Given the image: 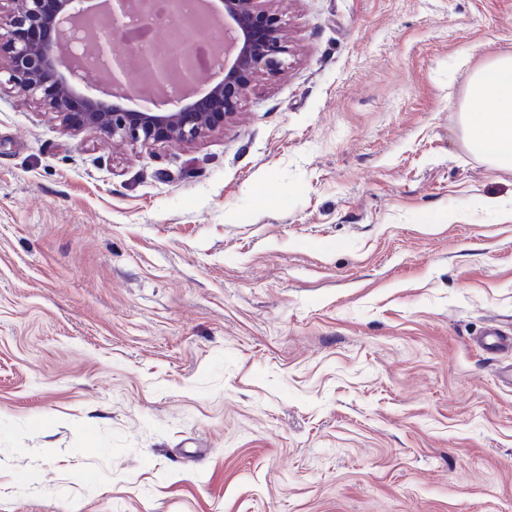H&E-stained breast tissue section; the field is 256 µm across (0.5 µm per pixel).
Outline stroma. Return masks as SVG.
Here are the masks:
<instances>
[{
  "instance_id": "stroma-1",
  "label": "stroma",
  "mask_w": 512,
  "mask_h": 512,
  "mask_svg": "<svg viewBox=\"0 0 512 512\" xmlns=\"http://www.w3.org/2000/svg\"><path fill=\"white\" fill-rule=\"evenodd\" d=\"M270 6L286 68L188 146L0 88V512H512V170L460 112L512 0Z\"/></svg>"
}]
</instances>
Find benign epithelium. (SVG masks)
<instances>
[{"mask_svg": "<svg viewBox=\"0 0 512 512\" xmlns=\"http://www.w3.org/2000/svg\"><path fill=\"white\" fill-rule=\"evenodd\" d=\"M70 0H0V52L9 55L7 83L37 99L67 127L148 148L191 144L238 117L253 81L278 76L288 36L263 0H222L224 42L213 45L215 64L203 70L196 48L177 55L145 53L139 44L112 54L110 37H127L136 14L150 28L182 11L185 0H100L110 23L106 34L69 11ZM67 45L68 53L59 52ZM147 82L135 83L132 72ZM141 99L129 112L119 100Z\"/></svg>", "mask_w": 512, "mask_h": 512, "instance_id": "obj_1", "label": "benign epithelium"}]
</instances>
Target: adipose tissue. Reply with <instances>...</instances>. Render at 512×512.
Listing matches in <instances>:
<instances>
[{
	"label": "adipose tissue",
	"instance_id": "1",
	"mask_svg": "<svg viewBox=\"0 0 512 512\" xmlns=\"http://www.w3.org/2000/svg\"><path fill=\"white\" fill-rule=\"evenodd\" d=\"M464 109L467 142L498 167L512 169V51L495 55L471 75ZM491 102L492 115L476 110Z\"/></svg>",
	"mask_w": 512,
	"mask_h": 512
}]
</instances>
